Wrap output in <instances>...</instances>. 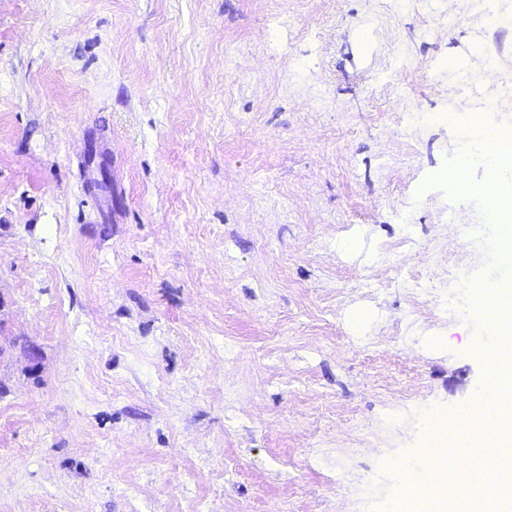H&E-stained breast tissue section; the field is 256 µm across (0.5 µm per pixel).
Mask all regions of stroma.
Listing matches in <instances>:
<instances>
[{
    "instance_id": "stroma-1",
    "label": "stroma",
    "mask_w": 512,
    "mask_h": 512,
    "mask_svg": "<svg viewBox=\"0 0 512 512\" xmlns=\"http://www.w3.org/2000/svg\"><path fill=\"white\" fill-rule=\"evenodd\" d=\"M497 44L462 0H0V512H408L490 382L433 274L494 279L449 173Z\"/></svg>"
}]
</instances>
